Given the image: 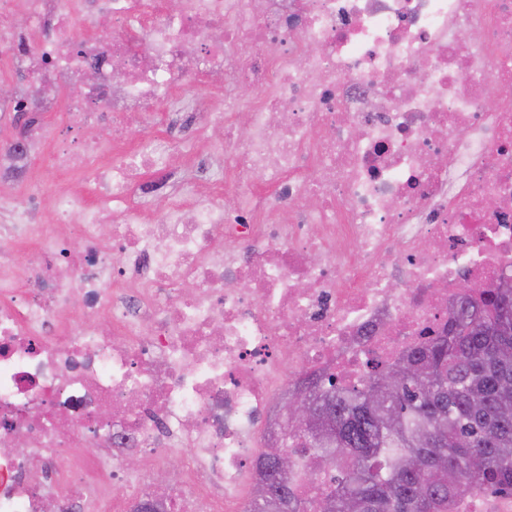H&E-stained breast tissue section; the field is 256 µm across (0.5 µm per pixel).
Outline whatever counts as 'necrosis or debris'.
<instances>
[{
	"instance_id": "4bbe7bcc",
	"label": "necrosis or debris",
	"mask_w": 512,
	"mask_h": 512,
	"mask_svg": "<svg viewBox=\"0 0 512 512\" xmlns=\"http://www.w3.org/2000/svg\"><path fill=\"white\" fill-rule=\"evenodd\" d=\"M20 7L0 53L69 137L0 157V512H246L287 392L360 383L512 274V0ZM138 119L165 135L129 147ZM199 136L201 178L143 185ZM290 453L312 500L335 473Z\"/></svg>"
}]
</instances>
